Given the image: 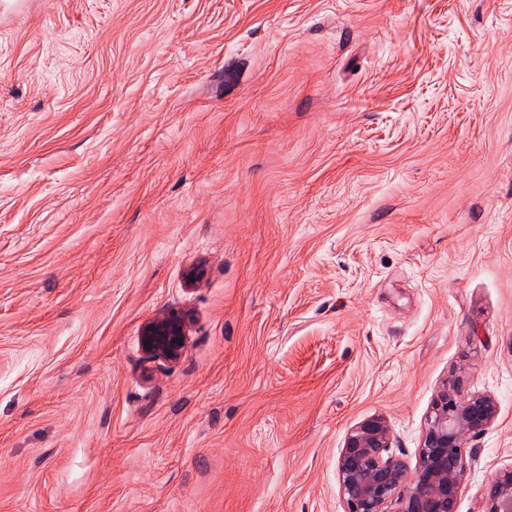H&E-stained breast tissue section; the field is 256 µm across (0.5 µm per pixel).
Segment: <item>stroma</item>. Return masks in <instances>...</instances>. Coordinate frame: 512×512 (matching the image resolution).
<instances>
[{"instance_id": "obj_1", "label": "stroma", "mask_w": 512, "mask_h": 512, "mask_svg": "<svg viewBox=\"0 0 512 512\" xmlns=\"http://www.w3.org/2000/svg\"><path fill=\"white\" fill-rule=\"evenodd\" d=\"M12 4L0 512H345L347 430L416 465L448 382L498 405L477 512L512 469V0ZM186 336L185 319L173 311L143 326L142 350L153 361L175 362L185 346Z\"/></svg>"}]
</instances>
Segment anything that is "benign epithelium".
I'll list each match as a JSON object with an SVG mask.
<instances>
[{
	"label": "benign epithelium",
	"instance_id": "7a95c632",
	"mask_svg": "<svg viewBox=\"0 0 512 512\" xmlns=\"http://www.w3.org/2000/svg\"><path fill=\"white\" fill-rule=\"evenodd\" d=\"M183 316L170 312L146 323L141 346L147 358L171 363L186 343ZM497 415L495 400L482 394L463 397L445 386L427 419L419 461L410 468L390 452L391 427L385 417H368L351 427L337 460L346 512H457L463 477L471 462L466 445ZM479 512H512V469L489 481Z\"/></svg>",
	"mask_w": 512,
	"mask_h": 512
}]
</instances>
